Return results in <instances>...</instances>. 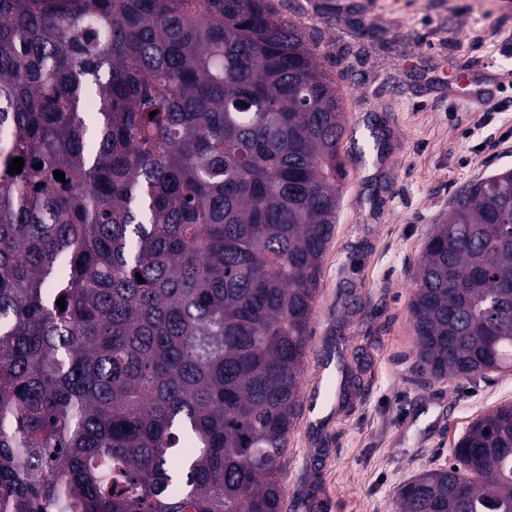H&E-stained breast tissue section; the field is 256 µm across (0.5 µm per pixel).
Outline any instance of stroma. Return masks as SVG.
<instances>
[{"label":"stroma","mask_w":512,"mask_h":512,"mask_svg":"<svg viewBox=\"0 0 512 512\" xmlns=\"http://www.w3.org/2000/svg\"><path fill=\"white\" fill-rule=\"evenodd\" d=\"M337 86L347 175L321 261L283 512H392L512 371L437 381L409 303L467 183L512 168V0H270Z\"/></svg>","instance_id":"35a3bbf8"}]
</instances>
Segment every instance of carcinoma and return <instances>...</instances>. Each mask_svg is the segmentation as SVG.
Here are the masks:
<instances>
[{
	"instance_id": "carcinoma-1",
	"label": "carcinoma",
	"mask_w": 512,
	"mask_h": 512,
	"mask_svg": "<svg viewBox=\"0 0 512 512\" xmlns=\"http://www.w3.org/2000/svg\"><path fill=\"white\" fill-rule=\"evenodd\" d=\"M342 130L267 0H0V512H283ZM409 310L431 378L512 369V169ZM452 457L394 512H512V403Z\"/></svg>"
}]
</instances>
